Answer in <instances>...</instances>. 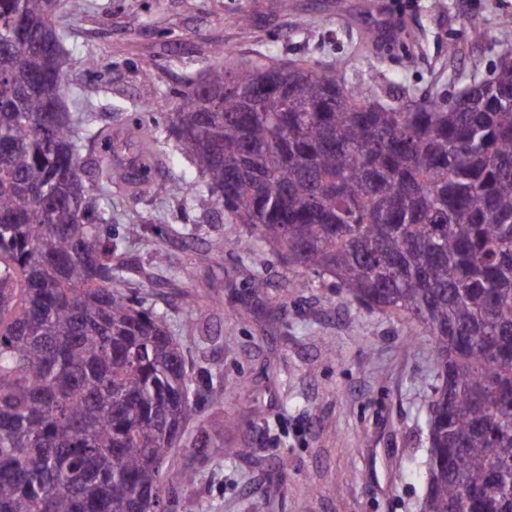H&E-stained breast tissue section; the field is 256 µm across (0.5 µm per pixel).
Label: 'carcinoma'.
Wrapping results in <instances>:
<instances>
[{
    "label": "carcinoma",
    "mask_w": 512,
    "mask_h": 512,
    "mask_svg": "<svg viewBox=\"0 0 512 512\" xmlns=\"http://www.w3.org/2000/svg\"><path fill=\"white\" fill-rule=\"evenodd\" d=\"M57 8L0 0V512H164L193 478L166 467L190 379L163 316L112 286V167L87 183L79 142L128 141L65 106ZM132 128L152 165L155 130ZM168 133L247 227L217 250L270 244L430 336L424 512H512V62L392 104L338 68L223 53Z\"/></svg>",
    "instance_id": "obj_1"
}]
</instances>
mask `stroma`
<instances>
[{"mask_svg":"<svg viewBox=\"0 0 512 512\" xmlns=\"http://www.w3.org/2000/svg\"><path fill=\"white\" fill-rule=\"evenodd\" d=\"M507 20L512 0H80L56 17L69 107L115 129L140 117L157 129L152 182L198 185L165 125L218 49L245 66L304 60L373 75L382 96L453 97L512 51L499 39ZM383 21L393 35L365 39ZM107 229L123 264L115 286L163 314L191 380L196 414L168 464L194 479L167 489L169 512H420L438 383L429 336L409 338L270 248L218 252L215 241L246 227L192 193L115 177ZM257 277L268 283L259 294Z\"/></svg>","mask_w":512,"mask_h":512,"instance_id":"35a3bbf8","label":"stroma"}]
</instances>
